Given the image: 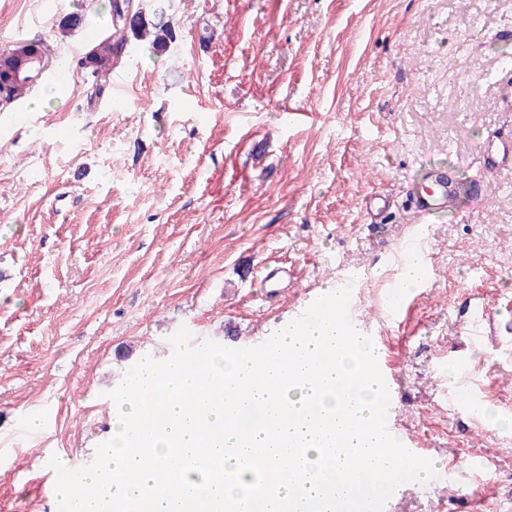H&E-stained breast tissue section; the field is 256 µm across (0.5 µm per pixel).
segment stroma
Returning a JSON list of instances; mask_svg holds the SVG:
<instances>
[{"instance_id": "35a3bbf8", "label": "stroma", "mask_w": 512, "mask_h": 512, "mask_svg": "<svg viewBox=\"0 0 512 512\" xmlns=\"http://www.w3.org/2000/svg\"><path fill=\"white\" fill-rule=\"evenodd\" d=\"M141 2L173 24L166 52L131 39L103 95L76 66L43 111L0 105V512H57L51 457L93 462L109 391L141 356L170 358L179 327L251 346L354 272L400 423L462 465L407 484L396 512H512V431L451 407L446 368L470 358L512 415V335L475 353L464 325L479 292L512 320V164L476 159L512 137L496 84L512 0ZM106 18L102 0H0V52L21 34L76 60ZM432 171L455 211L426 226L429 280L391 322L377 306ZM374 194L391 201L375 217ZM273 266L288 286L267 299ZM474 459L491 463L479 490ZM369 337L372 339L374 348L377 350L376 356L378 360V365L385 378L390 393V406L387 415V429L392 435H395L397 433H401L402 430L399 424L397 423L396 413L400 405L402 404L403 391L399 383L398 377L393 372L391 366L389 365L388 361L386 360L383 354L382 346L384 342L382 337Z\"/></svg>"}]
</instances>
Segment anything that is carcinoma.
Wrapping results in <instances>:
<instances>
[{"label":"carcinoma","mask_w":512,"mask_h":512,"mask_svg":"<svg viewBox=\"0 0 512 512\" xmlns=\"http://www.w3.org/2000/svg\"><path fill=\"white\" fill-rule=\"evenodd\" d=\"M108 16L115 28L113 36L116 40L107 46V55H101L100 48L95 47L80 60V66L96 77L111 70L113 60L123 55L127 44L126 30L151 53L167 50L176 39L175 29L164 14L156 12L148 18L140 10L133 11L131 0H109ZM0 95L8 100L17 97L15 66L5 54L0 55Z\"/></svg>","instance_id":"carcinoma-1"}]
</instances>
